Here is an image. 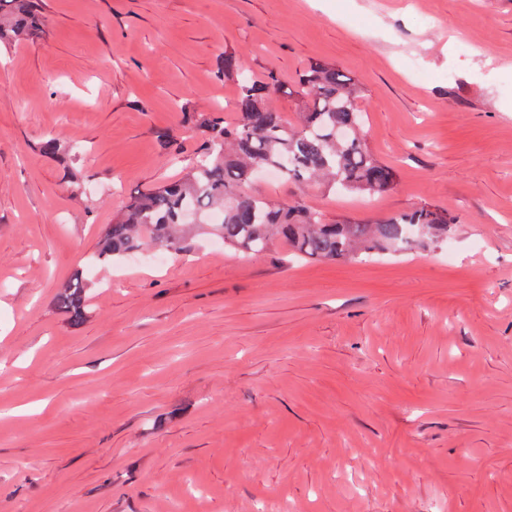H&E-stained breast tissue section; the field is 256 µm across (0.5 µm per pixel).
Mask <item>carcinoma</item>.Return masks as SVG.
Segmentation results:
<instances>
[{"label":"carcinoma","instance_id":"1","mask_svg":"<svg viewBox=\"0 0 512 512\" xmlns=\"http://www.w3.org/2000/svg\"><path fill=\"white\" fill-rule=\"evenodd\" d=\"M43 26L33 0H0V56L7 57L20 36ZM240 70L238 55L224 53L217 77L238 80L233 102L237 121L226 125L221 115L198 113L184 103L181 111L205 134L200 159L182 179L130 197L112 223L101 228L89 260L92 266L108 270L149 249L183 252L186 240L196 234L214 236L224 247L244 253H262L282 242L294 255L332 262L426 248L452 234L457 217L426 205L371 224H330L297 200L271 203L250 191L248 183L263 169L285 182L324 181L374 196L394 185L396 172L363 140L365 113L356 104L357 87L336 66L315 62L302 74L308 101L294 124L273 104L280 90L276 75L254 81L240 77ZM40 153L63 166L70 184H78L81 159L72 149L47 137ZM214 213L223 220L212 221ZM94 287L80 270L60 286L55 304L71 325H80L93 313L88 299Z\"/></svg>","mask_w":512,"mask_h":512}]
</instances>
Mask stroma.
<instances>
[{"label": "stroma", "mask_w": 512, "mask_h": 512, "mask_svg": "<svg viewBox=\"0 0 512 512\" xmlns=\"http://www.w3.org/2000/svg\"><path fill=\"white\" fill-rule=\"evenodd\" d=\"M37 3L0 63V512H512V0ZM227 52L291 122L303 69L336 65L397 171L371 199L252 192L330 222L426 203L456 234L368 261L136 256L68 325L55 296L99 225L195 162L182 102L235 122ZM40 153L52 157L67 171V181L72 185L78 184V175L81 168V159L76 153L52 137H46L40 146Z\"/></svg>", "instance_id": "35a3bbf8"}]
</instances>
